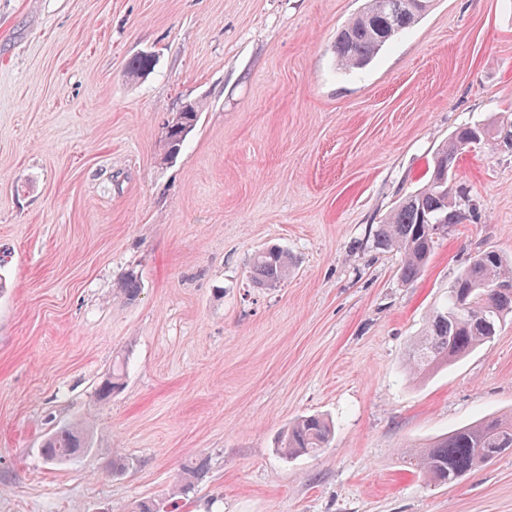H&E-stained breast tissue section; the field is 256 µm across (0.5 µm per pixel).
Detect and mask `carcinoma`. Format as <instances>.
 Segmentation results:
<instances>
[{"label":"carcinoma","instance_id":"carcinoma-1","mask_svg":"<svg viewBox=\"0 0 512 512\" xmlns=\"http://www.w3.org/2000/svg\"><path fill=\"white\" fill-rule=\"evenodd\" d=\"M394 0H365L364 7L338 32L334 45L336 65L343 70L366 66L381 49L404 30L412 27L432 6L425 0L421 10L397 11ZM199 106L179 113L178 125L166 133L168 149H180L187 134L196 125ZM490 125H464L456 129L436 153L429 182L406 195L396 206L388 222L379 225L376 246L401 255L399 268L403 283L415 282L426 264L441 232L461 223L466 199L453 188L437 184V171L443 163L452 166L462 154L463 142L476 137L485 139ZM288 253L278 247L263 249L251 262L253 282L271 288L288 277ZM512 285V259L494 249L476 252L448 286L447 297L429 315L419 338L407 353L409 376L420 378L468 356L494 338L486 321L495 328L512 318V288L495 291L500 284ZM123 299L133 302L141 292L140 277L129 272L120 283ZM462 298L475 304L474 312L450 315L454 300ZM124 363L118 361L96 388L100 400L106 401L123 387ZM333 433L332 425L319 415L303 416L282 432L278 451L286 458L300 457L325 447ZM89 437L79 425L58 428L44 442L41 454L45 462L64 461L68 455L89 453ZM512 452V414L495 417L459 428L427 446L403 449L406 462L427 481L446 485L463 475L477 471L487 462ZM203 459L184 466L180 493L185 495L206 472Z\"/></svg>","mask_w":512,"mask_h":512}]
</instances>
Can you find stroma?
Here are the masks:
<instances>
[{
    "label": "stroma",
    "mask_w": 512,
    "mask_h": 512,
    "mask_svg": "<svg viewBox=\"0 0 512 512\" xmlns=\"http://www.w3.org/2000/svg\"><path fill=\"white\" fill-rule=\"evenodd\" d=\"M363 3L0 0V512L166 503L200 457L179 512H512V453L445 486L401 458L512 413V320L453 365L404 370L469 257L512 256V151L461 156L465 218L414 283L374 244L457 127L512 116V0H434L344 72L336 32ZM145 52L154 69L131 77ZM190 101L204 108L167 156ZM273 245L296 265L257 287ZM119 357L124 388L98 401ZM310 414L332 440L282 457ZM78 420L90 452L45 463L43 440Z\"/></svg>",
    "instance_id": "obj_1"
}]
</instances>
